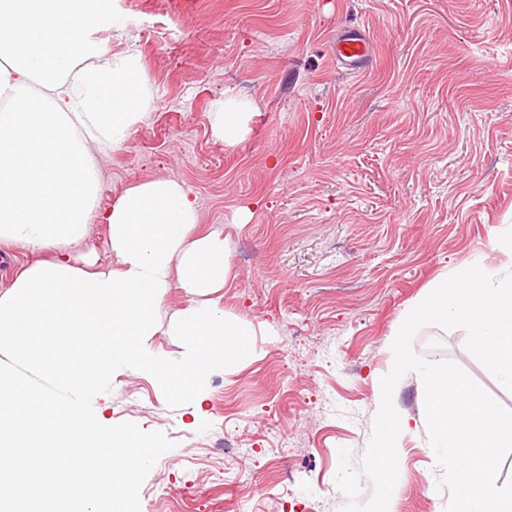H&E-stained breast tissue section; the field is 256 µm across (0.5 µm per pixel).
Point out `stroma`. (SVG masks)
<instances>
[{
  "label": "stroma",
  "mask_w": 512,
  "mask_h": 512,
  "mask_svg": "<svg viewBox=\"0 0 512 512\" xmlns=\"http://www.w3.org/2000/svg\"><path fill=\"white\" fill-rule=\"evenodd\" d=\"M154 37L104 27L108 55L138 52L146 119L97 157L98 204L167 177L195 198L194 236L226 239L233 280L208 293L242 321L246 355L204 384V414L132 370L102 412L156 449L126 512H341L339 451L360 462L395 332L428 288L465 261L506 268L512 231V0H108ZM353 23L369 67L333 53ZM251 102L248 135L214 137L220 103ZM169 288L151 346L193 303ZM465 330L422 327L413 351L463 368L502 406L505 390L467 350ZM420 377L395 395L415 422L400 438L396 512H444L447 490L420 409Z\"/></svg>",
  "instance_id": "35a3bbf8"
}]
</instances>
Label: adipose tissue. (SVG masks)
Here are the masks:
<instances>
[{"mask_svg":"<svg viewBox=\"0 0 512 512\" xmlns=\"http://www.w3.org/2000/svg\"><path fill=\"white\" fill-rule=\"evenodd\" d=\"M97 27L81 0H0V240L53 253L0 297V345L19 361L0 365V512H124L121 488L154 451L89 422L114 371L133 366L197 410L205 375L247 347L245 327L192 305L171 324L182 357L166 367L152 349L159 294L224 287L229 250L216 234L192 238L197 204L170 178L135 183L97 214L94 155L128 139L149 95L139 57L106 56ZM248 118V102L224 100L213 133L236 143ZM96 218L116 263L74 265L68 249ZM28 371L47 389L30 388Z\"/></svg>","mask_w":512,"mask_h":512,"instance_id":"1","label":"adipose tissue"}]
</instances>
